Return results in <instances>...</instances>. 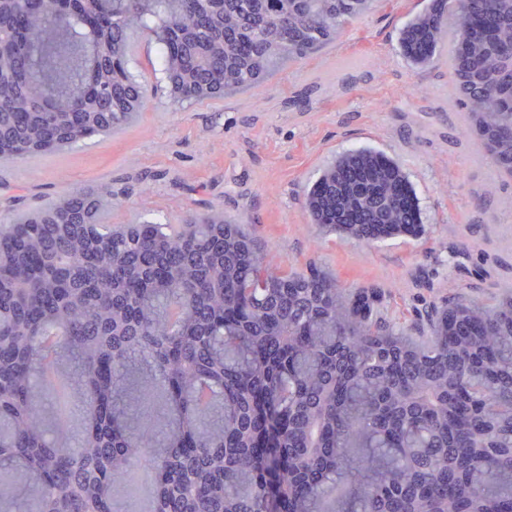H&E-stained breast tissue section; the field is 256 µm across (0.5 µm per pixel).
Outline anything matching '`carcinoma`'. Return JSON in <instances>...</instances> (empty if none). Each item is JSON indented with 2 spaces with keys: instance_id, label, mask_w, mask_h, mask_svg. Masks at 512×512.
<instances>
[{
  "instance_id": "obj_1",
  "label": "carcinoma",
  "mask_w": 512,
  "mask_h": 512,
  "mask_svg": "<svg viewBox=\"0 0 512 512\" xmlns=\"http://www.w3.org/2000/svg\"><path fill=\"white\" fill-rule=\"evenodd\" d=\"M374 2L90 0L112 16L98 34L47 3L21 17L0 0V30L24 22L30 46L0 68V160L131 122L137 29L161 44L170 91L199 101L262 84ZM447 34L468 130L511 166L512 0H441L406 24L403 52L425 66ZM47 96L54 111H37ZM112 205L65 194L44 223L0 224V512H116L138 465L152 471L151 512H512V290L448 301L411 342L375 296L273 263L243 224L105 230ZM309 209L366 243L419 223L403 172L370 149L326 169ZM51 334L56 362L77 364V448L44 408Z\"/></svg>"
}]
</instances>
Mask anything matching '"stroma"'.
<instances>
[{
	"instance_id": "1",
	"label": "stroma",
	"mask_w": 512,
	"mask_h": 512,
	"mask_svg": "<svg viewBox=\"0 0 512 512\" xmlns=\"http://www.w3.org/2000/svg\"><path fill=\"white\" fill-rule=\"evenodd\" d=\"M429 2L378 0L260 87L180 107L155 40L133 33L130 69L146 88L139 120L48 156L0 161V222L83 190L112 192L108 224L178 225L218 211L247 225L274 262H313L343 287L379 289L382 315L418 338L434 306L512 283V176L466 135L447 52L415 69L398 50L403 24ZM362 148L400 165L420 210L414 234L369 245L311 223L308 187Z\"/></svg>"
}]
</instances>
